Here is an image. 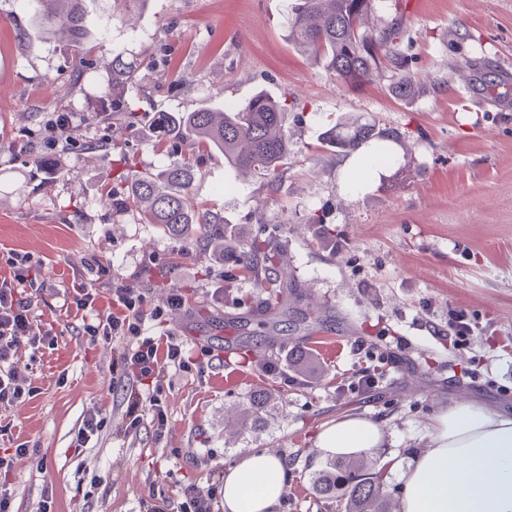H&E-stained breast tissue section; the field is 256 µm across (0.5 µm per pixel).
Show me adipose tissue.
<instances>
[{
  "mask_svg": "<svg viewBox=\"0 0 512 512\" xmlns=\"http://www.w3.org/2000/svg\"><path fill=\"white\" fill-rule=\"evenodd\" d=\"M429 448L401 475V512H512V417L457 401L431 421ZM377 422L350 417L320 431L316 447L337 457L381 448ZM285 490L284 465L248 452L224 477L226 512H273Z\"/></svg>",
  "mask_w": 512,
  "mask_h": 512,
  "instance_id": "obj_1",
  "label": "adipose tissue"
}]
</instances>
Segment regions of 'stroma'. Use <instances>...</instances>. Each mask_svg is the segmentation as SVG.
I'll return each instance as SVG.
<instances>
[{
    "instance_id": "35a3bbf8",
    "label": "stroma",
    "mask_w": 512,
    "mask_h": 512,
    "mask_svg": "<svg viewBox=\"0 0 512 512\" xmlns=\"http://www.w3.org/2000/svg\"><path fill=\"white\" fill-rule=\"evenodd\" d=\"M82 4L93 64L78 71L64 34L37 33L23 0H0V250L37 260L36 276L49 284L35 297L37 311L57 335L30 374L40 394L6 413L13 436L39 449L14 461L13 512H36L47 489L57 512H150L178 485H223L228 467L254 449L288 468L274 512H337L314 489L327 462L316 438L353 415L383 430L384 491L396 505L400 475L428 448L440 410L471 400L512 415V352L490 349L481 336L454 350L438 336L449 308L461 307L492 319L501 339L512 337V0H383L382 15L404 16L401 48L426 88L412 102L391 97L382 80L349 88L313 65L286 39V0ZM27 31L34 40L24 39ZM158 49L169 68H139L127 92L134 101L151 94L154 104L126 144L137 169L165 161L154 149L158 113L220 108L260 90L308 103L288 119V169L277 188L240 181L220 153L198 156L192 188L197 203L223 214L232 239L286 249L291 327L274 341L256 337L268 319L266 293L255 281H230L233 259L200 235L141 223L107 196L123 167L105 147L112 55L133 61ZM174 75L188 80L177 94L166 90ZM55 112L71 114L72 142L49 149L34 136ZM343 116L409 133L396 148L400 165L363 178L356 191L349 184L366 150L323 144ZM53 156L56 175L35 167ZM94 261L151 304L183 289L185 306L148 331L214 356L204 376L180 374L167 391L162 440L147 425L134 435L122 428L131 383L110 371L121 341L90 343L76 332L80 317L63 307L65 289ZM217 286L225 289L220 303L207 294ZM387 348L398 364L378 389L354 391V376ZM300 349L309 352L304 368ZM258 389L271 400L265 424L253 428L246 408ZM95 405L111 425L97 444L74 447Z\"/></svg>"
}]
</instances>
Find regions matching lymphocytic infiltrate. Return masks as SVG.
Segmentation results:
<instances>
[{
    "instance_id": "1",
    "label": "lymphocytic infiltrate",
    "mask_w": 512,
    "mask_h": 512,
    "mask_svg": "<svg viewBox=\"0 0 512 512\" xmlns=\"http://www.w3.org/2000/svg\"><path fill=\"white\" fill-rule=\"evenodd\" d=\"M11 271L9 279L0 281V410L8 411L16 403L31 396L33 384L21 380L20 364L25 353H39L53 346L55 336L51 328L39 323L33 294L40 291L33 273L29 255L9 251L0 256ZM98 285L79 284L63 298L67 310L81 315L79 326L82 336L90 342H111L119 338L124 350L113 365L116 375L138 380L152 379L156 385L152 392L131 391L123 416L126 434L138 433L143 421H150L155 439H162L168 425V415L160 399L165 378L170 371L191 369L195 360L186 344L174 336H150L145 332L147 321L160 320L165 310L184 307L186 298L181 290L171 291L165 306H149L145 297L135 294L123 280L114 277L110 268H91ZM106 292H99V285ZM108 295L112 306L101 310L97 302Z\"/></svg>"
}]
</instances>
